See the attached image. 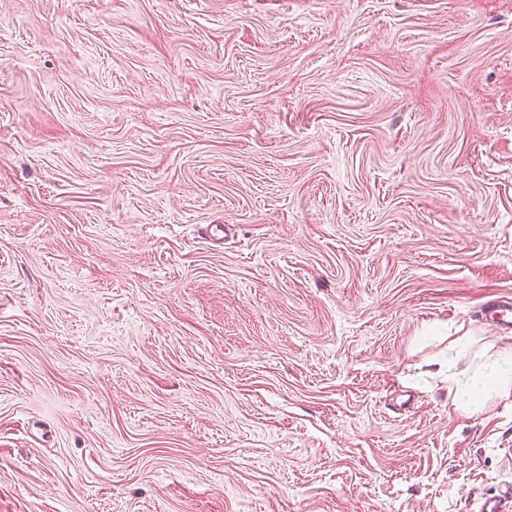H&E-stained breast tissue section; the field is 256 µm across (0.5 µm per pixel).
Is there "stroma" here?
I'll return each instance as SVG.
<instances>
[{"mask_svg": "<svg viewBox=\"0 0 512 512\" xmlns=\"http://www.w3.org/2000/svg\"><path fill=\"white\" fill-rule=\"evenodd\" d=\"M500 297L512 0H0V512H471ZM469 351L467 342L456 345L455 354L448 357V393L455 407L478 412L490 399L512 394V345H503L476 366L469 376H460L455 365L461 354Z\"/></svg>", "mask_w": 512, "mask_h": 512, "instance_id": "stroma-1", "label": "stroma"}]
</instances>
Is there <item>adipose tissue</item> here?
<instances>
[{
    "label": "adipose tissue",
    "mask_w": 512,
    "mask_h": 512,
    "mask_svg": "<svg viewBox=\"0 0 512 512\" xmlns=\"http://www.w3.org/2000/svg\"><path fill=\"white\" fill-rule=\"evenodd\" d=\"M468 350L467 342H459L455 354L448 357V393L455 407L474 413L490 399L512 395V345L502 346L463 376L455 365Z\"/></svg>",
    "instance_id": "obj_1"
}]
</instances>
